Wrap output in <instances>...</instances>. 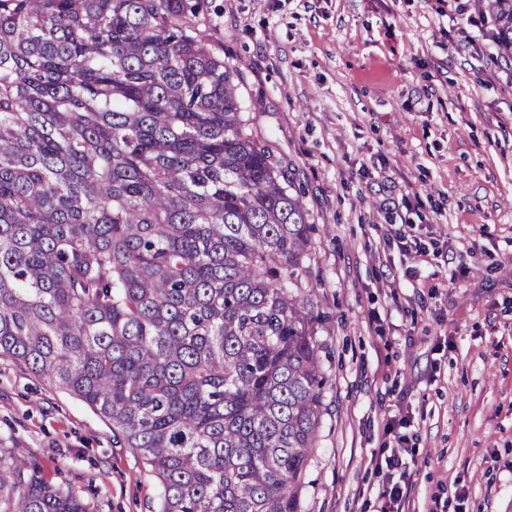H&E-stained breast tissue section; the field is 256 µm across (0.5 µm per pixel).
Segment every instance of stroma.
<instances>
[{
  "instance_id": "1",
  "label": "stroma",
  "mask_w": 512,
  "mask_h": 512,
  "mask_svg": "<svg viewBox=\"0 0 512 512\" xmlns=\"http://www.w3.org/2000/svg\"><path fill=\"white\" fill-rule=\"evenodd\" d=\"M252 135L315 231L326 385L301 512H379L370 460L409 416V512H512V56L474 0H206ZM416 235L427 258L393 245ZM0 447L99 512H157L140 455L0 356Z\"/></svg>"
}]
</instances>
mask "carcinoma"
<instances>
[{"label":"carcinoma","instance_id":"cac0c4a2","mask_svg":"<svg viewBox=\"0 0 512 512\" xmlns=\"http://www.w3.org/2000/svg\"><path fill=\"white\" fill-rule=\"evenodd\" d=\"M512 52V0H476ZM204 0H0V355L97 411L159 512H300L325 378L300 196ZM0 512H95L0 448Z\"/></svg>","mask_w":512,"mask_h":512}]
</instances>
